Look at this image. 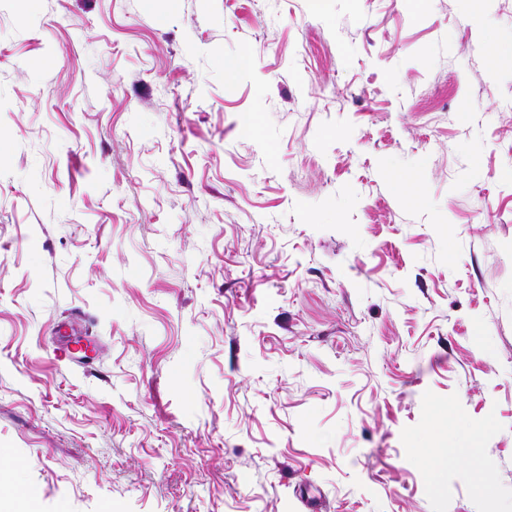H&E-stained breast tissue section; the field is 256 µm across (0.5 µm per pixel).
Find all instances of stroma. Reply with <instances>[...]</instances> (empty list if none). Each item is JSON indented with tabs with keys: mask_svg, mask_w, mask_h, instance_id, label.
<instances>
[{
	"mask_svg": "<svg viewBox=\"0 0 512 512\" xmlns=\"http://www.w3.org/2000/svg\"><path fill=\"white\" fill-rule=\"evenodd\" d=\"M482 8L0 0V486L37 512H499L512 0L491 47Z\"/></svg>",
	"mask_w": 512,
	"mask_h": 512,
	"instance_id": "obj_1",
	"label": "stroma"
}]
</instances>
